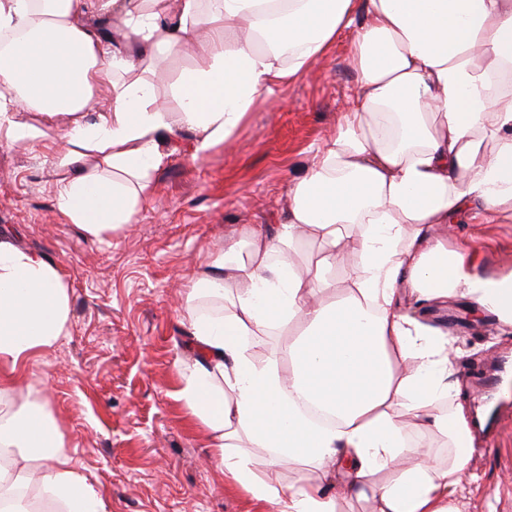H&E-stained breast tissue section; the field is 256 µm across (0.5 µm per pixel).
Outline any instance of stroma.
Segmentation results:
<instances>
[{
	"instance_id": "obj_1",
	"label": "stroma",
	"mask_w": 512,
	"mask_h": 512,
	"mask_svg": "<svg viewBox=\"0 0 512 512\" xmlns=\"http://www.w3.org/2000/svg\"><path fill=\"white\" fill-rule=\"evenodd\" d=\"M354 29L288 87L276 107L257 105L224 143L177 153L155 172L134 224L96 240L59 211L44 149L0 141V239L41 253L70 287L69 334L22 369V387L48 397L74 469L108 512H271L224 469L187 421L178 365L198 355L186 294L225 238L245 224L281 223L290 185L335 135L358 73ZM472 243L485 276L512 274V212L483 223L461 211L442 235ZM421 322L459 338L456 376L469 411L487 398L485 375L512 358V335L464 299L414 309ZM459 490L463 512H512V421L477 440Z\"/></svg>"
}]
</instances>
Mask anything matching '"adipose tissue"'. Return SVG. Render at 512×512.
<instances>
[{
  "label": "adipose tissue",
  "instance_id": "adipose-tissue-1",
  "mask_svg": "<svg viewBox=\"0 0 512 512\" xmlns=\"http://www.w3.org/2000/svg\"><path fill=\"white\" fill-rule=\"evenodd\" d=\"M94 16L119 18L122 39ZM359 16L358 86L335 137L291 187L283 221L243 225L187 295L202 355L180 367L177 395L214 464L273 512H337L342 496L373 512H462L472 436L459 341L401 303L463 298L512 330V275H478L474 250L436 235L466 205L489 222L512 211V0H0V139L51 140L61 214L106 238L134 222L167 157L223 143ZM188 45L172 108L156 87ZM307 239L320 257L303 266ZM338 265L357 270L349 293L314 302ZM69 321L59 267L0 239V512H32L23 489L36 481L64 512H106L48 402L18 386ZM291 325L279 356L256 362L252 348ZM307 402L337 424L310 421ZM244 443L268 449L264 470ZM297 465L323 484H282Z\"/></svg>",
  "mask_w": 512,
  "mask_h": 512
}]
</instances>
